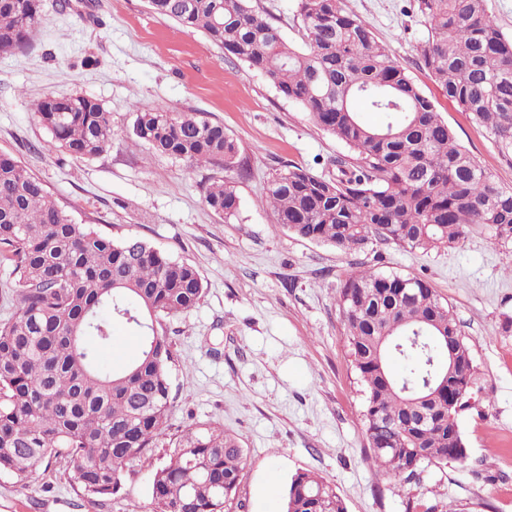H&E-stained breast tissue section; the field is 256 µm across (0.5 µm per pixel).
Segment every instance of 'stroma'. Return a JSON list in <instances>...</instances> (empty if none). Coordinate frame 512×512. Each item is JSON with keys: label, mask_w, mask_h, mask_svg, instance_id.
I'll use <instances>...</instances> for the list:
<instances>
[{"label": "stroma", "mask_w": 512, "mask_h": 512, "mask_svg": "<svg viewBox=\"0 0 512 512\" xmlns=\"http://www.w3.org/2000/svg\"><path fill=\"white\" fill-rule=\"evenodd\" d=\"M29 45L0 54V154L39 177L74 218L105 235L139 236L193 265L206 294L189 312L163 319L173 351L170 428L216 422L243 440L245 462L234 512H281L270 479L287 485L310 471L336 489L347 512H405L406 500L455 512H512V237L474 227L453 248L410 251L379 243L342 251L303 240L258 207L280 162L329 174L343 143L313 124L259 72L197 30L152 14L146 0H41ZM289 44L301 43L297 0H257ZM434 104L459 144L496 183L512 188V162L486 130L457 112L420 61L427 28L417 0H345ZM83 94L112 114V147L76 160L47 151L34 101ZM205 112L237 142V217L224 219L204 191L225 177L130 146L142 103ZM417 276L452 309L470 350L472 409L457 423L465 462L429 466L400 484L370 467L361 386L344 348L338 290L357 268ZM167 438L130 460L111 498L76 490L69 466L40 479L0 474V512H152L150 476Z\"/></svg>", "instance_id": "1"}]
</instances>
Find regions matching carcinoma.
<instances>
[{
  "label": "carcinoma",
  "instance_id": "cac0c4a2",
  "mask_svg": "<svg viewBox=\"0 0 512 512\" xmlns=\"http://www.w3.org/2000/svg\"><path fill=\"white\" fill-rule=\"evenodd\" d=\"M151 11L198 30L260 72L350 154L319 176L294 164L268 173L259 205L295 236L340 250L389 242L410 250L454 248L475 225L512 236V189L457 144L405 69L343 0H298L302 47L284 40L252 0H149ZM424 67L458 111L484 127L512 160V38L486 0H418ZM38 0H0V54L24 48L40 23ZM381 114L365 122L357 104ZM34 113L45 147L73 159L112 146V115L86 95L45 96ZM130 139L190 166L229 168L239 149L203 112L145 104ZM206 205L230 218L235 182L207 187ZM12 266L19 312L0 322V474L40 478L67 461L75 488L110 498L127 463L166 435L174 357L163 315L203 299V279L148 241L113 238L73 218L44 182L0 154V263ZM349 361L365 390L367 463L402 484L425 468L463 462L456 416L470 407L473 362L450 307L420 278L351 271L339 289ZM137 337L134 353L106 366L112 321ZM453 348L458 370L440 358ZM462 395L448 405V393ZM169 463L151 476L155 512H230L245 448L212 422L170 440ZM282 512H346L322 478L300 472Z\"/></svg>",
  "mask_w": 512,
  "mask_h": 512
}]
</instances>
